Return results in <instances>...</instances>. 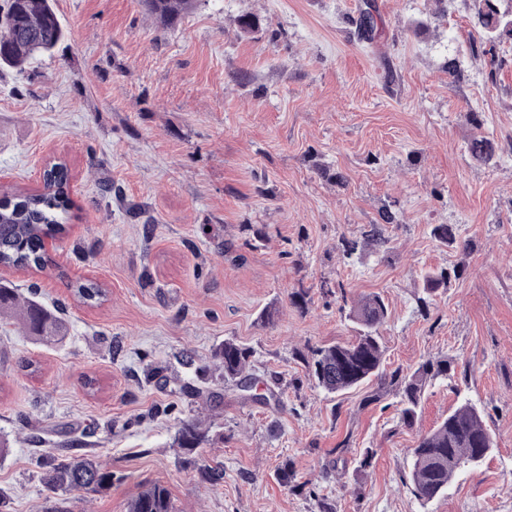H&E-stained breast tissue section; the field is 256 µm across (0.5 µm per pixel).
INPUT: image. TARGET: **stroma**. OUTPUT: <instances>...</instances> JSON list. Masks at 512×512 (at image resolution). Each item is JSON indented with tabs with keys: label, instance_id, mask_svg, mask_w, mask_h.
Listing matches in <instances>:
<instances>
[{
	"label": "stroma",
	"instance_id": "35a3bbf8",
	"mask_svg": "<svg viewBox=\"0 0 512 512\" xmlns=\"http://www.w3.org/2000/svg\"><path fill=\"white\" fill-rule=\"evenodd\" d=\"M55 6L65 41L0 70V194L42 190L54 163L70 172L48 265L0 267L21 295L34 284L46 306L64 304L66 322L44 346L0 317V512H45L41 476L65 440L115 476L103 494H70V512H127L155 483L175 512H319L322 497L334 512H512V40L474 56L472 0H195L172 27L141 0ZM469 112L501 147L493 164L466 151ZM385 210L387 244L344 257ZM438 224L469 249L437 242ZM453 267L461 277L418 310L424 276ZM88 282L104 301L73 295ZM369 294L388 307L387 370L448 359L410 427L396 385L336 395L308 377L309 347L352 340L351 307ZM227 339L251 350L276 402L224 382L212 353ZM156 365L202 396L146 383ZM466 399L494 446L423 502L412 450ZM190 418L212 442L187 456L174 435ZM202 464L222 469L219 485Z\"/></svg>",
	"mask_w": 512,
	"mask_h": 512
}]
</instances>
